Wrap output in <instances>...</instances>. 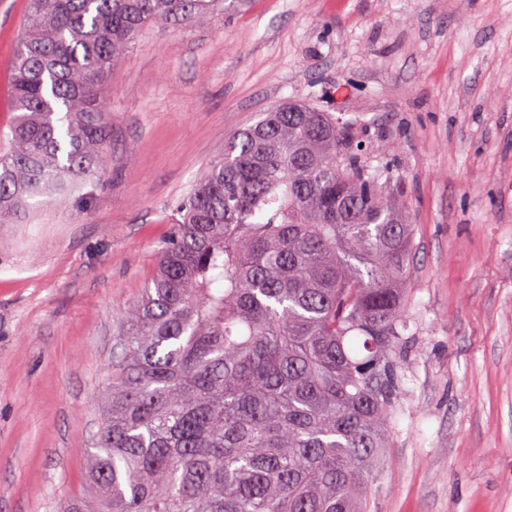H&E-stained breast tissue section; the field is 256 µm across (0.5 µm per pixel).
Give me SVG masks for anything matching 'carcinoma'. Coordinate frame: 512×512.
<instances>
[{"mask_svg": "<svg viewBox=\"0 0 512 512\" xmlns=\"http://www.w3.org/2000/svg\"><path fill=\"white\" fill-rule=\"evenodd\" d=\"M218 0H29L0 150V224L108 163L101 89L151 25ZM395 183L385 191L381 179ZM112 345L70 512H366L402 376L407 191L348 126L288 102L229 138L180 204Z\"/></svg>", "mask_w": 512, "mask_h": 512, "instance_id": "1", "label": "carcinoma"}]
</instances>
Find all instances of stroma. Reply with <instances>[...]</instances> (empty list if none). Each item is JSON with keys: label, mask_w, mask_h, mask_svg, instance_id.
Here are the masks:
<instances>
[{"label": "stroma", "mask_w": 512, "mask_h": 512, "mask_svg": "<svg viewBox=\"0 0 512 512\" xmlns=\"http://www.w3.org/2000/svg\"><path fill=\"white\" fill-rule=\"evenodd\" d=\"M27 11L0 0V128ZM286 101L341 117L408 191L402 393L371 512H512V0H225L207 25L145 29L103 93L91 214L69 199L0 225V512L84 492L116 309L198 170Z\"/></svg>", "instance_id": "35a3bbf8"}]
</instances>
